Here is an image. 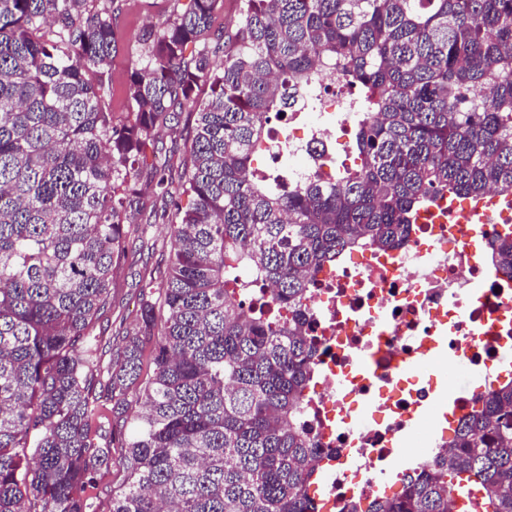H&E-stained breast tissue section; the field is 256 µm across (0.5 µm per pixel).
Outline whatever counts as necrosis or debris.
Listing matches in <instances>:
<instances>
[{"label": "necrosis or debris", "instance_id": "obj_1", "mask_svg": "<svg viewBox=\"0 0 512 512\" xmlns=\"http://www.w3.org/2000/svg\"><path fill=\"white\" fill-rule=\"evenodd\" d=\"M358 118L321 82L304 93L270 135L266 155L289 184L348 166ZM486 194L484 215L437 213L418 219L407 241L366 244L314 277L306 332L317 344L300 421L321 454L315 463L331 512L378 498L394 438L434 392L428 359L448 355L449 390L470 369L497 380L503 339L512 340V273L490 243L512 213Z\"/></svg>", "mask_w": 512, "mask_h": 512}]
</instances>
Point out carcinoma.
<instances>
[{
  "mask_svg": "<svg viewBox=\"0 0 512 512\" xmlns=\"http://www.w3.org/2000/svg\"><path fill=\"white\" fill-rule=\"evenodd\" d=\"M223 4L189 0L142 31L117 123L108 0H0V512H90L82 492L111 464L91 434L92 328L128 252L141 167L173 211L162 302L144 270L107 369L126 472L112 512H317L320 448L299 425L311 273L362 244L399 246L448 194L512 192V0H239L226 37ZM322 64L361 113L360 164L273 190L254 156ZM183 110L194 126L175 185L156 128ZM491 248L512 270V227ZM266 285L287 314L249 304ZM451 448L344 512H451L461 488L512 512V380Z\"/></svg>",
  "mask_w": 512,
  "mask_h": 512,
  "instance_id": "obj_1",
  "label": "carcinoma"
}]
</instances>
